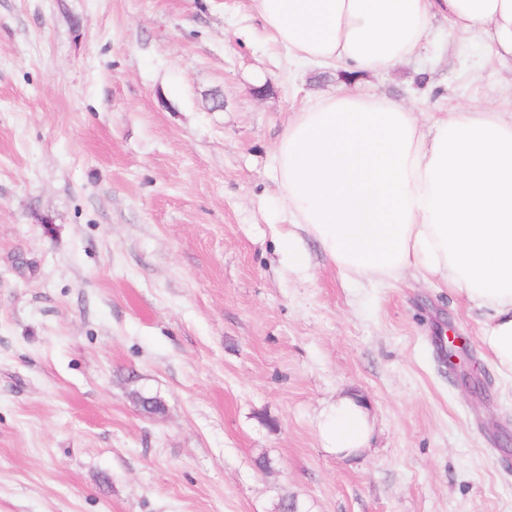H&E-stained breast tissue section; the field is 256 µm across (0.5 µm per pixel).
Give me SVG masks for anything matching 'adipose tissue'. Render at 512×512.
Segmentation results:
<instances>
[{
    "label": "adipose tissue",
    "instance_id": "obj_1",
    "mask_svg": "<svg viewBox=\"0 0 512 512\" xmlns=\"http://www.w3.org/2000/svg\"><path fill=\"white\" fill-rule=\"evenodd\" d=\"M296 63H341L362 77L423 48L436 18L453 34H485L512 62V0H250ZM279 202L293 231L279 246L308 271L309 235L342 278L392 283L412 270L485 310L479 330L512 382V113L476 105L422 120L406 104L361 89L294 112L276 151ZM341 456L368 445L365 406L344 396L318 419Z\"/></svg>",
    "mask_w": 512,
    "mask_h": 512
}]
</instances>
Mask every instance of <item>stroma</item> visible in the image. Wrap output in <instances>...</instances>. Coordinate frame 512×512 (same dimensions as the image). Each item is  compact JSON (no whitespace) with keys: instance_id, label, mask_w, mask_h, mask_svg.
I'll use <instances>...</instances> for the list:
<instances>
[{"instance_id":"stroma-1","label":"stroma","mask_w":512,"mask_h":512,"mask_svg":"<svg viewBox=\"0 0 512 512\" xmlns=\"http://www.w3.org/2000/svg\"><path fill=\"white\" fill-rule=\"evenodd\" d=\"M341 73L249 0H0V512H512L482 313L277 249L272 156ZM361 86L512 113V66L441 21ZM340 396L371 415L355 457L317 428Z\"/></svg>"}]
</instances>
